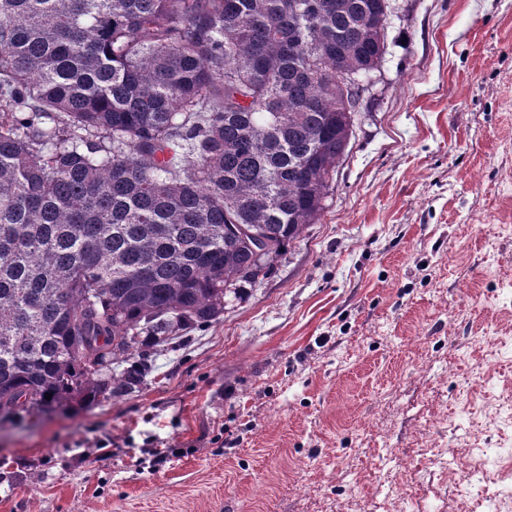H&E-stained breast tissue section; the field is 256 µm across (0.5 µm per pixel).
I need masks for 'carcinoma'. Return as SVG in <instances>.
Here are the masks:
<instances>
[{
  "label": "carcinoma",
  "mask_w": 512,
  "mask_h": 512,
  "mask_svg": "<svg viewBox=\"0 0 512 512\" xmlns=\"http://www.w3.org/2000/svg\"><path fill=\"white\" fill-rule=\"evenodd\" d=\"M390 0H0V411L124 395L324 210ZM51 394L46 399L45 394Z\"/></svg>",
  "instance_id": "obj_1"
}]
</instances>
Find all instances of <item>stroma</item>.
Segmentation results:
<instances>
[{
    "instance_id": "1",
    "label": "stroma",
    "mask_w": 512,
    "mask_h": 512,
    "mask_svg": "<svg viewBox=\"0 0 512 512\" xmlns=\"http://www.w3.org/2000/svg\"><path fill=\"white\" fill-rule=\"evenodd\" d=\"M364 85L266 280L135 392L0 426V512H479L512 456V0H396Z\"/></svg>"
}]
</instances>
